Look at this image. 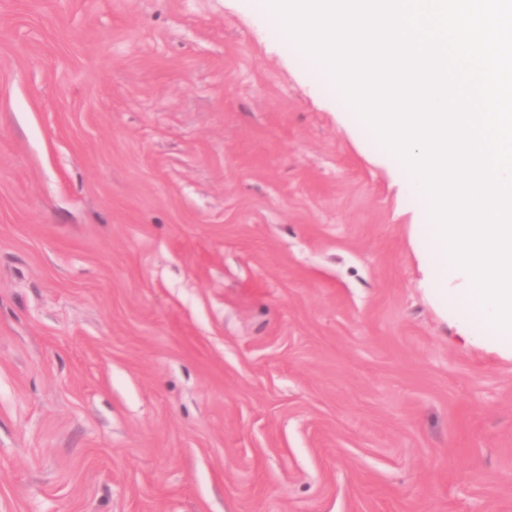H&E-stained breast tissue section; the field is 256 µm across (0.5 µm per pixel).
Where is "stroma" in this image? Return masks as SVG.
Returning a JSON list of instances; mask_svg holds the SVG:
<instances>
[{"label":"stroma","mask_w":512,"mask_h":512,"mask_svg":"<svg viewBox=\"0 0 512 512\" xmlns=\"http://www.w3.org/2000/svg\"><path fill=\"white\" fill-rule=\"evenodd\" d=\"M263 0H0V512H512V361Z\"/></svg>","instance_id":"obj_1"}]
</instances>
